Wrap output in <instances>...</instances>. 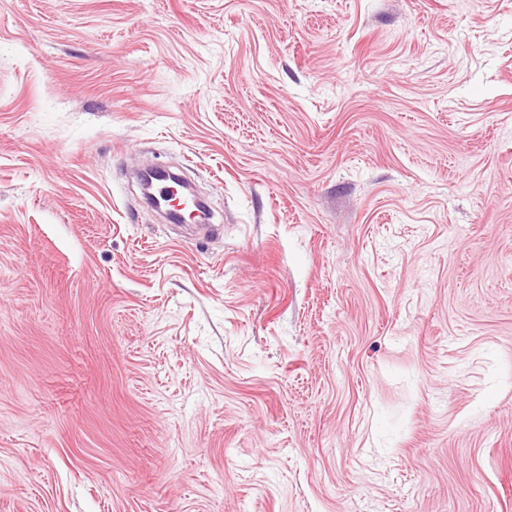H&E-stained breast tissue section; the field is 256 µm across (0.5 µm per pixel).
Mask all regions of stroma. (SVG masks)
Returning a JSON list of instances; mask_svg holds the SVG:
<instances>
[{
    "label": "stroma",
    "instance_id": "35a3bbf8",
    "mask_svg": "<svg viewBox=\"0 0 512 512\" xmlns=\"http://www.w3.org/2000/svg\"><path fill=\"white\" fill-rule=\"evenodd\" d=\"M0 512H512V0H0ZM170 210L173 212L175 222L178 224H196L203 206L195 193L187 191L181 198L172 201ZM199 207L201 209H199Z\"/></svg>",
    "mask_w": 512,
    "mask_h": 512
}]
</instances>
